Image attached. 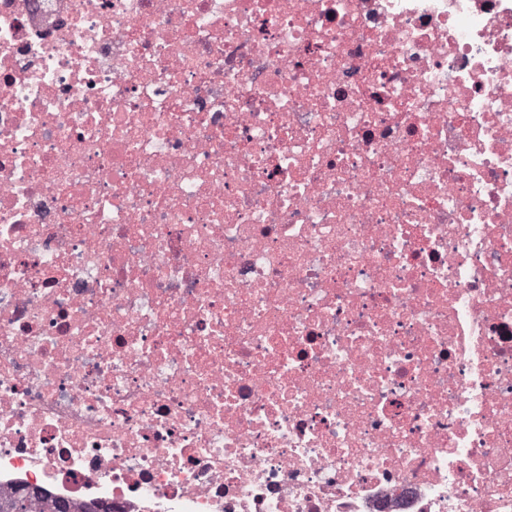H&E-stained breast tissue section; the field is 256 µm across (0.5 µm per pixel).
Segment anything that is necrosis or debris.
<instances>
[{
	"label": "necrosis or debris",
	"mask_w": 512,
	"mask_h": 512,
	"mask_svg": "<svg viewBox=\"0 0 512 512\" xmlns=\"http://www.w3.org/2000/svg\"><path fill=\"white\" fill-rule=\"evenodd\" d=\"M512 512V0H0V495Z\"/></svg>",
	"instance_id": "necrosis-or-debris-1"
}]
</instances>
